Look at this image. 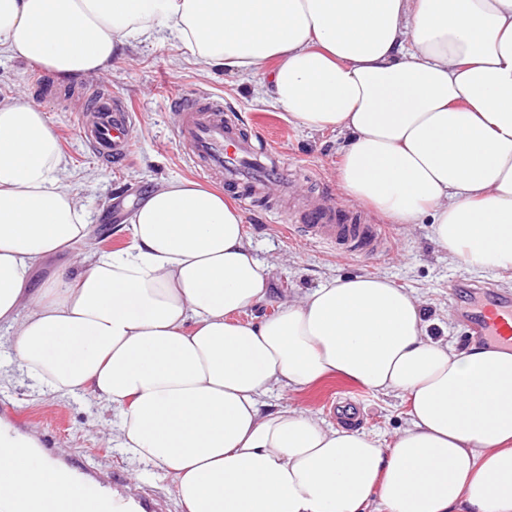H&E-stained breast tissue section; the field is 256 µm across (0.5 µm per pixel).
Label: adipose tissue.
Returning <instances> with one entry per match:
<instances>
[{"instance_id": "ef3b65f1", "label": "adipose tissue", "mask_w": 512, "mask_h": 512, "mask_svg": "<svg viewBox=\"0 0 512 512\" xmlns=\"http://www.w3.org/2000/svg\"><path fill=\"white\" fill-rule=\"evenodd\" d=\"M149 41L251 75L290 124L342 136L348 202L431 218L466 270L512 269V0H0V56L62 79ZM67 167L42 108L0 100V381L16 367L44 392L92 393L122 452L173 476L184 512H512V351L433 340L420 299L377 275L238 322L265 302L268 266L233 203L165 182L130 245L100 252ZM335 374L402 395L409 427L385 446L285 402L262 409ZM0 447L22 453L0 512L73 494L34 430L0 419ZM75 252H73L74 254ZM73 254H59L48 258L41 266L36 268L31 275V286L36 288L52 277L60 268L70 263Z\"/></svg>"}]
</instances>
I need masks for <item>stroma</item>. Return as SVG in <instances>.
I'll list each match as a JSON object with an SVG mask.
<instances>
[{
	"label": "stroma",
	"instance_id": "obj_1",
	"mask_svg": "<svg viewBox=\"0 0 512 512\" xmlns=\"http://www.w3.org/2000/svg\"><path fill=\"white\" fill-rule=\"evenodd\" d=\"M44 72L41 65L1 57L0 98L24 94L42 107L68 160L72 180L94 219L93 236L102 250H120L130 244L129 234L121 227L153 186L194 178L173 130L175 97L193 92L222 98L246 130H260L262 136L272 139L297 179L298 190L323 194L338 205L345 202L336 183L341 136L289 125L279 108L256 95L251 76L198 63L168 41L129 48L98 77L105 90L135 111L131 157L127 162L110 164L87 147L74 113L64 111L32 85V77ZM361 213L383 225L390 244L382 254H339L329 246L301 241L289 231L287 215L262 207L243 209L248 241L272 266L267 301L242 313V320L257 322L271 316L285 296L318 287L331 277L382 275L420 298L433 339L464 349V329L450 307V285L474 283L507 293L512 291V270L466 271L450 262L447 251L434 243L430 222L390 224L371 208H362ZM350 392L360 395L358 430L387 441L408 426V406L402 398L373 393L340 376L319 381L291 396L289 402L323 418L331 400ZM0 418L37 424L44 440L62 456L115 474L136 485L141 495L164 499L166 512H182L173 494L172 477L142 478L143 464L113 448L112 413L102 409L92 395L44 394L17 372L0 383Z\"/></svg>",
	"mask_w": 512,
	"mask_h": 512
}]
</instances>
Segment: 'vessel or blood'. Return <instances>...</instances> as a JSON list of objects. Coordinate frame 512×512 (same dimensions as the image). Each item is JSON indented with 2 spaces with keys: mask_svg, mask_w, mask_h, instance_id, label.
Instances as JSON below:
<instances>
[{
  "mask_svg": "<svg viewBox=\"0 0 512 512\" xmlns=\"http://www.w3.org/2000/svg\"><path fill=\"white\" fill-rule=\"evenodd\" d=\"M79 131L95 152L128 156L134 119L97 83L86 81L70 99ZM175 134L196 173L224 186L238 201L250 206L270 191L297 196L296 183L284 175L276 148H256L237 117L225 110L221 98L194 93L176 99ZM305 241L322 243L345 254H378L388 239L380 225L362 223L341 206L307 198L292 226ZM460 321L469 340L512 347V296L482 298L460 309ZM78 490L67 501H46L43 512H99L104 481L76 473Z\"/></svg>",
  "mask_w": 512,
  "mask_h": 512,
  "instance_id": "b4317fda",
  "label": "vessel or blood"
}]
</instances>
